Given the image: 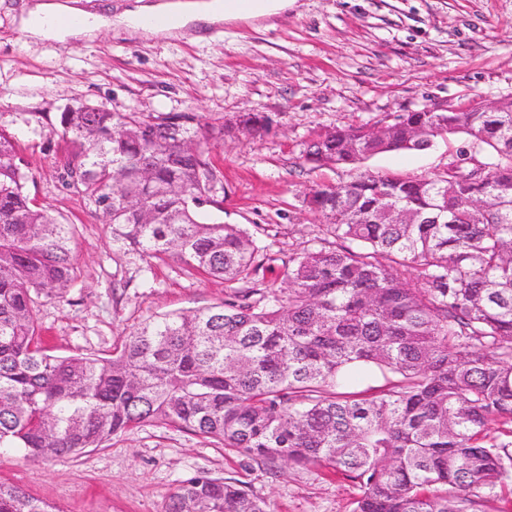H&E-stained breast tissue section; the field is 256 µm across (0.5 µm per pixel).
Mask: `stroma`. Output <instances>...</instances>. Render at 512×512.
Here are the masks:
<instances>
[{
	"label": "stroma",
	"mask_w": 512,
	"mask_h": 512,
	"mask_svg": "<svg viewBox=\"0 0 512 512\" xmlns=\"http://www.w3.org/2000/svg\"><path fill=\"white\" fill-rule=\"evenodd\" d=\"M21 0H0V122L28 164L26 189L74 226L78 280L63 299L37 298L46 348L106 356L147 317L223 302V280L167 258L113 246L112 231L64 186L56 128L69 106L112 112H202L223 119L211 155L223 173L219 218L255 233L257 285L278 288L289 251L323 219L304 201L315 184L357 173L434 175L455 162L465 139L423 151L380 154L318 167L301 155L311 133L381 126L427 106L512 101V0H296L287 11L158 39L105 29L90 41L27 38L14 21ZM46 113L35 121V113ZM247 113L267 131L242 128ZM237 479L268 512H352L358 487L325 466L268 468L237 449L185 429L146 424L68 459L0 453V482L56 502L62 512H163L185 479Z\"/></svg>",
	"instance_id": "35a3bbf8"
}]
</instances>
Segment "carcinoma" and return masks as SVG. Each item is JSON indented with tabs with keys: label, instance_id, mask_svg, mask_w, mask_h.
<instances>
[{
	"label": "carcinoma",
	"instance_id": "1",
	"mask_svg": "<svg viewBox=\"0 0 512 512\" xmlns=\"http://www.w3.org/2000/svg\"><path fill=\"white\" fill-rule=\"evenodd\" d=\"M240 124L260 132L269 119ZM382 129L317 133L303 158L354 164L449 134L468 145L443 175L312 186L325 224L288 254L281 295L237 288L263 269L261 248L204 209L221 183L204 145L224 124L60 113V178L112 243L232 286L220 305L144 319L101 357L41 345L34 297L74 286L72 225L29 196L21 148L0 123V449L73 458L159 422L268 463H323L357 482L352 512H476L479 493L512 487V111L404 112ZM365 368L386 383L352 388ZM0 512L60 510L0 483ZM164 512L267 510L238 481L197 474Z\"/></svg>",
	"mask_w": 512,
	"mask_h": 512
}]
</instances>
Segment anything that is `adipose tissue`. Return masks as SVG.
I'll use <instances>...</instances> for the list:
<instances>
[{
	"label": "adipose tissue",
	"instance_id": "1",
	"mask_svg": "<svg viewBox=\"0 0 512 512\" xmlns=\"http://www.w3.org/2000/svg\"><path fill=\"white\" fill-rule=\"evenodd\" d=\"M80 0H26L22 6V30L34 39H93L98 31L109 27H123L148 36L152 30L147 18L156 14L171 15L175 29L206 27L230 20L249 21L286 11L294 0H240V9L226 13L220 0H129L118 14L96 13L79 5ZM77 15L82 23L76 27L60 24V17Z\"/></svg>",
	"mask_w": 512,
	"mask_h": 512
}]
</instances>
